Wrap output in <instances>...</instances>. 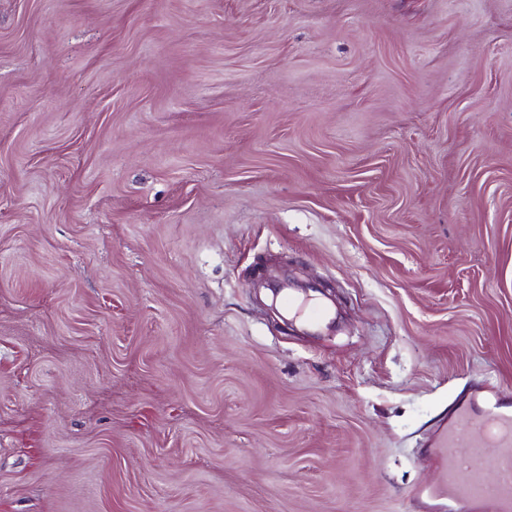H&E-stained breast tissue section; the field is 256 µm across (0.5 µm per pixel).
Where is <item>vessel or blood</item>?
I'll return each instance as SVG.
<instances>
[{"label": "vessel or blood", "instance_id": "obj_1", "mask_svg": "<svg viewBox=\"0 0 512 512\" xmlns=\"http://www.w3.org/2000/svg\"><path fill=\"white\" fill-rule=\"evenodd\" d=\"M266 288L285 313L303 325L332 329L329 306L298 300L287 278L271 279ZM490 446L497 450L493 482L487 480L482 463L483 452ZM429 447L431 458L441 464L442 479L439 484L412 489L416 512H512V411L503 408L498 397H489L480 416L464 406L450 412ZM461 448L468 449V456H458Z\"/></svg>", "mask_w": 512, "mask_h": 512}]
</instances>
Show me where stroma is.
I'll return each instance as SVG.
<instances>
[{"instance_id":"obj_1","label":"stroma","mask_w":512,"mask_h":512,"mask_svg":"<svg viewBox=\"0 0 512 512\" xmlns=\"http://www.w3.org/2000/svg\"><path fill=\"white\" fill-rule=\"evenodd\" d=\"M486 389L512 0H0V512H413ZM266 289L269 291L271 299H276L287 315H292V318H296L303 325L321 330L333 329V316L328 305H315L308 302L305 297L296 305V296L299 293L293 290L288 282V277L271 279L267 282Z\"/></svg>"}]
</instances>
